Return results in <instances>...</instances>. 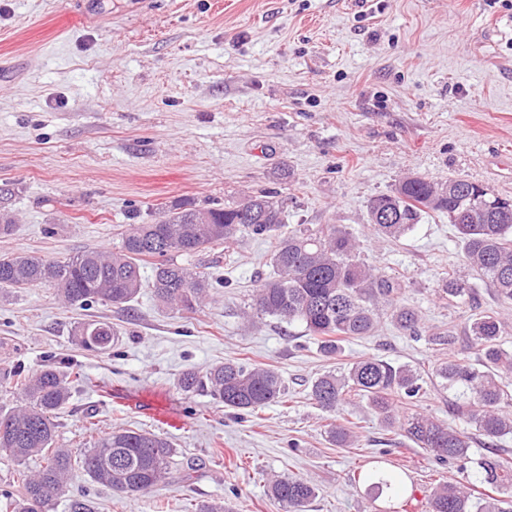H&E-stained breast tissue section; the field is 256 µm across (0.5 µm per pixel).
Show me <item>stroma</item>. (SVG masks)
<instances>
[{"label": "stroma", "instance_id": "obj_1", "mask_svg": "<svg viewBox=\"0 0 512 512\" xmlns=\"http://www.w3.org/2000/svg\"><path fill=\"white\" fill-rule=\"evenodd\" d=\"M408 175L461 177L512 199V0H0V188L15 225L0 255L48 260L118 246L124 224L162 206H223L277 193L287 229L335 224L358 258L400 285L419 311V339L382 315L373 336L324 357L301 324L247 323L254 289L274 275L269 240L239 235L182 264L223 279L197 312H173L142 289L132 311L62 304L48 284L0 289V410L21 405L15 365L66 360L90 379L57 417L56 445L89 433L143 429L176 450L173 476L127 496L73 466L52 512H284L268 492L284 475L317 485L307 512H384L359 473L384 461L405 473L407 512H431L445 482L472 474L439 463L351 405L356 440L339 448L314 380L362 357L423 376L416 410L455 428L453 396L432 370L433 334L463 331L475 313L512 320V303L463 263L447 217L431 214L398 239L377 237L367 204ZM457 272L472 293L438 297ZM111 323L118 344L84 350L77 324ZM227 359L276 371L284 396L253 413L184 394L179 374Z\"/></svg>", "mask_w": 512, "mask_h": 512}]
</instances>
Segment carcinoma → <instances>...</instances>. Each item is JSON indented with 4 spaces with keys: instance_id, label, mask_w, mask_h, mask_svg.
I'll return each mask as SVG.
<instances>
[{
    "instance_id": "carcinoma-1",
    "label": "carcinoma",
    "mask_w": 512,
    "mask_h": 512,
    "mask_svg": "<svg viewBox=\"0 0 512 512\" xmlns=\"http://www.w3.org/2000/svg\"><path fill=\"white\" fill-rule=\"evenodd\" d=\"M476 183L467 179L434 182L412 176L390 194L368 204L373 232L398 239L430 213L458 215L453 223L463 244V261L477 277L495 289L498 297L512 302V203L489 206L477 194ZM284 211L275 196L258 192L242 203L222 207H197L175 203L151 224H128L120 232L117 250H86L63 260L17 253L0 256V288H26L44 283L54 286L64 304L79 308L94 303L130 311L143 288L152 289L164 308L193 312L213 288L210 279L177 262L178 255H192L209 246L229 244L237 235L271 240L275 276L256 288L251 307L257 318L274 317L299 323L317 341L320 352L334 357L341 345L372 335L383 308L390 307L393 324L409 336L420 332L418 312L398 301L399 285L357 263V242L335 224L304 228L286 235ZM153 259L150 278L142 262ZM469 285L453 276L442 281L441 298L464 302ZM467 336L480 362L471 363L448 353L433 370L442 387L456 396L453 411L491 441L512 435V388L499 372H512V352L503 348L508 324L493 312L469 318ZM76 336L87 350L106 353L119 341L108 322L91 321L77 326ZM22 391L23 404L0 412V452L22 464L42 456L46 466L22 478V493L9 498L10 512H49L64 492L73 463H78L95 483L117 493H147L169 479L174 449L170 442L148 431L116 430L99 437L78 455L69 448L54 447L55 413L71 398L72 384L81 380L77 371L64 366L13 371ZM417 371L384 360L364 358L344 371H328L315 379L311 396L324 411L334 413L352 404V397L367 398L388 427H399L404 436L447 462L467 456L472 437L424 414L401 418L395 399L414 400L422 385ZM177 385L185 393L201 392L232 410L255 411L277 401L282 392L279 375L268 368L248 367L234 359L200 375L182 373ZM329 437L337 447L352 445V422L330 424ZM481 483L496 496L475 494L464 483L445 484L431 500L432 512H512V466L495 451L474 461ZM373 499L392 498L404 487L400 472L377 466L366 471ZM270 496L286 512H304L316 496L315 485L301 477L283 476L269 487Z\"/></svg>"
}]
</instances>
